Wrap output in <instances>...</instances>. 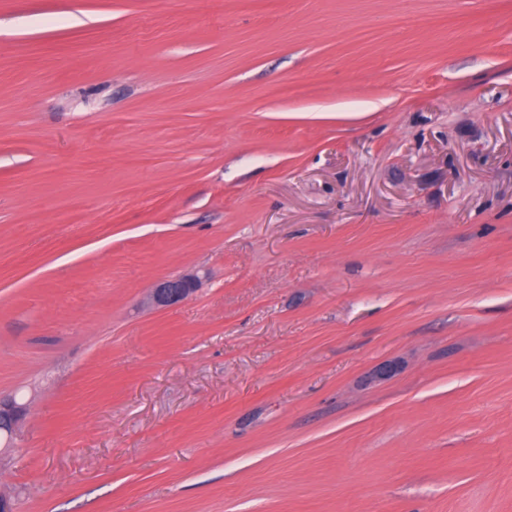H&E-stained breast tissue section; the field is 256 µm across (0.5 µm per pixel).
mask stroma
<instances>
[{
	"label": "stroma",
	"mask_w": 512,
	"mask_h": 512,
	"mask_svg": "<svg viewBox=\"0 0 512 512\" xmlns=\"http://www.w3.org/2000/svg\"><path fill=\"white\" fill-rule=\"evenodd\" d=\"M0 395L16 512H512V0H0ZM197 281L191 276H178L158 283L152 292L151 302L157 307H168L193 294ZM27 405L19 403L15 397L1 398L0 400V434H12L17 423L22 419Z\"/></svg>",
	"instance_id": "1"
}]
</instances>
